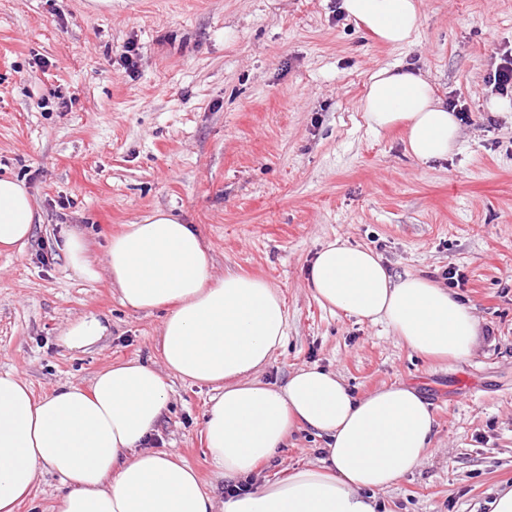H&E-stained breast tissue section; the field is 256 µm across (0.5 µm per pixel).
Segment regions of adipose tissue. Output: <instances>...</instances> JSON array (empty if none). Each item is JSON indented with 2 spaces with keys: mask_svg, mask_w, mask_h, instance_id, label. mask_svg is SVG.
<instances>
[{
  "mask_svg": "<svg viewBox=\"0 0 512 512\" xmlns=\"http://www.w3.org/2000/svg\"><path fill=\"white\" fill-rule=\"evenodd\" d=\"M340 8L393 46L411 43L419 22L416 0H342ZM361 110L373 132L404 126L421 162L447 157L458 138L454 114L409 68L373 72ZM35 219L25 184L0 177V248L23 249ZM106 267L122 305L167 309L158 340L165 368L130 359L100 370L88 388L63 386L41 398L18 373L0 374V512H17L43 471L65 487L54 512H377L378 492L425 458L435 417L413 385L354 396L338 374L318 367L296 370L281 386L259 380L287 338L284 300L265 280L215 277L193 226L153 211L112 236ZM309 286L321 304L385 324L419 356L459 361L477 346L470 307L427 278L393 279L366 248L328 242L310 266ZM108 330L82 315L58 340L87 351ZM170 373L212 388L204 434L225 477L250 479L301 427L327 439L317 465L216 506L192 467L144 445L168 404Z\"/></svg>",
  "mask_w": 512,
  "mask_h": 512,
  "instance_id": "ef3b65f1",
  "label": "adipose tissue"
}]
</instances>
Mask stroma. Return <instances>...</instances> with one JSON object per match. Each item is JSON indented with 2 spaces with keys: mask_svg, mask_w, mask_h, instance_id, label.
<instances>
[{
  "mask_svg": "<svg viewBox=\"0 0 512 512\" xmlns=\"http://www.w3.org/2000/svg\"><path fill=\"white\" fill-rule=\"evenodd\" d=\"M417 4L414 42L392 47L340 0H0V176L23 181L39 215L23 252H0V373L40 397L131 358L162 367L164 312L122 306L104 271L109 238L159 208L196 228L215 276L280 291L288 339L259 380L317 366L357 396L406 382L431 403L427 456L380 492L382 512H491V489L512 484V107L493 108L488 76L512 48V0ZM397 65L467 104L448 158L416 161L403 129L368 128L367 77ZM71 230L97 280L68 268L57 243ZM335 239L396 278L444 288L459 268L453 293L481 328L473 355L425 359L385 325L322 306L308 269ZM90 313L109 319L107 335L84 353L61 347L60 330ZM169 382L149 445L223 504L203 436L212 392ZM324 445L296 430L254 486L314 466Z\"/></svg>",
  "mask_w": 512,
  "mask_h": 512,
  "instance_id": "1",
  "label": "stroma"
}]
</instances>
